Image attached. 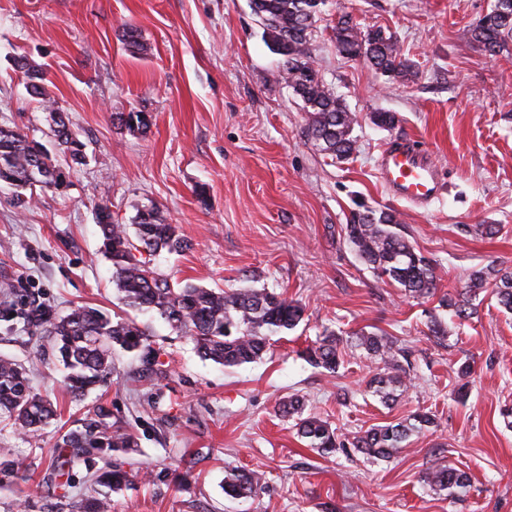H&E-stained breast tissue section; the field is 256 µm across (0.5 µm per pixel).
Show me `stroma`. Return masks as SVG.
Instances as JSON below:
<instances>
[{
    "instance_id": "stroma-1",
    "label": "stroma",
    "mask_w": 512,
    "mask_h": 512,
    "mask_svg": "<svg viewBox=\"0 0 512 512\" xmlns=\"http://www.w3.org/2000/svg\"><path fill=\"white\" fill-rule=\"evenodd\" d=\"M490 3L325 0L314 64L359 118L356 156L334 162L305 138L307 116L249 0H0V126L54 146L49 113L16 66L23 57L43 72L86 154L60 188L29 189L28 204H14V188L0 183V285L61 314L88 305L133 319L168 367L165 377L138 380V360L115 349L108 387L76 404L59 366L39 356V331L0 324V356L22 361L35 391L62 409L37 447L0 422V448L30 463L28 480L0 483V512H49L58 492L46 457L59 427L97 402L138 439L118 456L131 475L122 490L95 485L87 462L73 467L75 493L110 497L112 512H512V313L490 285L464 323L438 300L474 271L512 269V43L492 55L467 39ZM341 14L391 35L413 78L390 79L340 56L332 28ZM125 25L140 33L142 55L121 42ZM139 111L150 116L147 131L113 120ZM376 111L395 114L393 130L373 125ZM395 134L422 141L441 169L445 190L429 208L392 200L375 177ZM101 202L117 224L153 206L176 225L189 249L152 259L171 283L265 288L299 301L303 321L272 337L260 362L227 369L202 359L184 332L121 303L101 251ZM359 202L397 212L438 268V296L406 297L361 261L344 236ZM481 224L501 231L483 237ZM434 316L446 339L431 336ZM363 328L392 336L408 355L412 383L392 406L368 393L375 364L362 350L347 348L334 377L302 355L324 330ZM465 361L474 375L462 403L455 371ZM292 395L346 436L419 409L437 425L387 461L326 456L277 414ZM442 461L468 473L467 491L430 490L424 475ZM236 467L265 471L258 496H225L224 475Z\"/></svg>"
}]
</instances>
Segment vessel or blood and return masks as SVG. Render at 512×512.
Returning a JSON list of instances; mask_svg holds the SVG:
<instances>
[{
    "instance_id": "obj_1",
    "label": "vessel or blood",
    "mask_w": 512,
    "mask_h": 512,
    "mask_svg": "<svg viewBox=\"0 0 512 512\" xmlns=\"http://www.w3.org/2000/svg\"><path fill=\"white\" fill-rule=\"evenodd\" d=\"M378 181L398 201L425 206L437 199L444 182L428 149L407 135L392 138L378 158Z\"/></svg>"
}]
</instances>
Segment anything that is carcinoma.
I'll return each instance as SVG.
<instances>
[{
    "instance_id": "obj_1",
    "label": "carcinoma",
    "mask_w": 512,
    "mask_h": 512,
    "mask_svg": "<svg viewBox=\"0 0 512 512\" xmlns=\"http://www.w3.org/2000/svg\"><path fill=\"white\" fill-rule=\"evenodd\" d=\"M322 3L324 0H251V9L260 18L273 49L284 58L282 78L302 100L308 114L307 138L324 155L342 162L357 150L353 136L357 117L314 66L312 36ZM333 31L336 50L343 57L363 59L388 78H402L410 73L412 65L400 55L392 36L382 30L364 31L349 16L342 15ZM468 34L470 42L490 54L503 49L512 41V0H493L489 10L468 29ZM121 40L134 54L143 50L139 33L133 27L122 28ZM18 66L28 75L30 93L45 102L51 101L43 73L23 59L18 61ZM50 117V130L58 152L75 164L83 163L84 144L70 129L64 113L52 108ZM116 120L142 131L150 123L145 112L118 113ZM63 176L65 172L42 143L12 128L0 127V182L22 190L35 184L58 188L64 183ZM96 218L103 253L112 264V282L124 305L134 310L154 311L171 326L186 331L207 360L226 368L254 363L267 353L270 337L294 329L303 320V306L275 292L224 291L190 283L177 287L171 284L151 266V257L163 249L183 252L189 244L155 207L138 212L133 239L124 225L112 223L106 204L98 205ZM345 238L376 276L396 283L405 295L414 299L435 295L439 280L436 266L416 251L393 211L365 207L352 212L345 224ZM490 276L495 281L498 304L511 312L512 272L496 269L474 273L456 295H443L440 306L452 310L461 322L473 318L477 313L474 301ZM0 294L4 297L0 321L35 319L37 326L46 328L49 340L42 346V353L63 364L65 389L76 400L110 382L114 370L112 349L116 345L138 353L140 376L159 379L167 373L148 334L133 320L114 321L87 306H76L59 316L44 307L29 311L17 307L10 289L5 288ZM352 344L380 363L369 382L373 396L384 405L397 402L410 387L411 375L399 361L403 351L388 336L364 331L343 336L330 331L308 347L304 357L313 367L334 377L343 365L345 347ZM277 412L297 416L298 435L308 447L323 455L354 451L377 460L393 457L411 437L423 435L435 426L431 413L418 410L396 423L374 426L349 440L338 434L327 420L315 414L303 416V402L298 396L279 403ZM0 416L37 441L45 426L57 419L60 412L50 399L34 391L22 364L0 356ZM107 417L106 410L99 407L56 441L49 458L56 486L70 487L75 457L85 461L105 460L112 452L137 447L135 435L117 421L108 422ZM27 471L24 459L14 455L10 448H0L1 483L22 481L27 478ZM129 481L127 471L108 463L96 476V482L114 490ZM424 481L438 495L455 494L470 487L467 473L448 463L428 469ZM264 484V473L258 470L231 469L224 476V494L234 499L251 498ZM61 498L67 512H111L106 498L68 494Z\"/></svg>"
}]
</instances>
